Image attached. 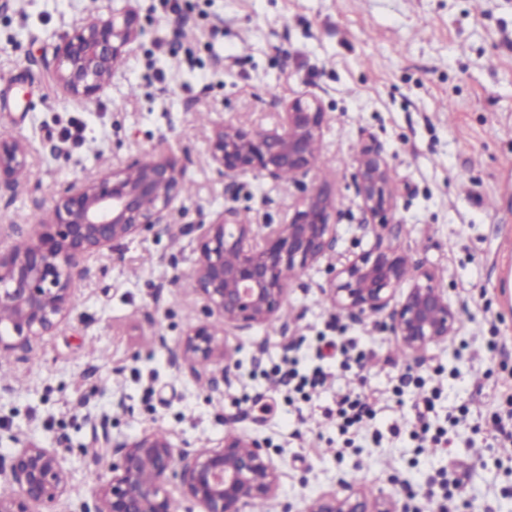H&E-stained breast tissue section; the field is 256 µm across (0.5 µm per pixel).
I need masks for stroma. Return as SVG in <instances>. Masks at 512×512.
Masks as SVG:
<instances>
[{
	"instance_id": "1",
	"label": "stroma",
	"mask_w": 512,
	"mask_h": 512,
	"mask_svg": "<svg viewBox=\"0 0 512 512\" xmlns=\"http://www.w3.org/2000/svg\"><path fill=\"white\" fill-rule=\"evenodd\" d=\"M187 24L161 0H0V131L27 144L22 177L0 187V248L50 221L68 183L150 152L174 155L193 184L172 231L149 232L91 260L69 319L0 379V467L16 440L54 448L71 471L62 512L91 501L106 471L85 455L96 435L120 447L146 431L192 451L226 433L261 442L279 488L260 512H305L324 493L393 494L409 512H512V455L493 444L512 406V0H193ZM134 11L143 31L91 100L49 78L62 39L91 15ZM183 41L195 48L161 52ZM317 97L331 120L322 164L297 181L223 175L208 142L227 123L275 126L288 103ZM81 129V140L63 129ZM371 147L392 169L394 209L372 224L353 183ZM336 199L330 256L292 275L278 320L225 324L227 362L194 377L182 360L203 317L187 283L196 224L233 209L277 224L305 190ZM393 244L434 271L460 319L447 341L405 354L391 311L351 315L323 290L330 264ZM422 386L402 383L403 375ZM451 439L419 447L411 405ZM373 416L353 439L342 397ZM342 405H347V407H342L338 411L339 417L343 420L341 425L343 431L354 425L361 424L365 418H371L373 415L368 397L365 395H357L353 400L346 397Z\"/></svg>"
}]
</instances>
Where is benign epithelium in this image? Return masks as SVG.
<instances>
[{
	"instance_id": "benign-epithelium-1",
	"label": "benign epithelium",
	"mask_w": 512,
	"mask_h": 512,
	"mask_svg": "<svg viewBox=\"0 0 512 512\" xmlns=\"http://www.w3.org/2000/svg\"><path fill=\"white\" fill-rule=\"evenodd\" d=\"M140 23L131 11L95 15L57 49L52 77L72 95L90 98L103 87L114 61L138 38ZM326 113L313 96L288 103L283 123L273 129L226 124L209 140V157L224 175L257 174L280 179L297 176L315 165ZM27 162L25 144L0 136V179H12ZM357 195L364 211L388 225L395 189L387 161L371 148L356 157ZM183 169L172 157L152 156L66 186L53 206V219L12 248L0 250V353L30 348L31 342L55 331L70 315L75 279L85 262L113 243L151 232L164 224L172 202L181 194ZM335 199L323 187L306 193L282 224L254 229L236 222L227 209L199 235L188 287L205 301L207 320L189 328L182 353L192 366L223 362L218 341L223 322L265 324L282 307L285 269L316 262L333 249L330 219ZM410 273L408 257L389 244L347 258L335 270L325 294L342 311L383 309ZM393 330L403 347L420 352L452 336L456 310L432 273L415 275L399 307ZM100 447L111 477L93 493V505L76 512H175L167 485L178 482L201 512H245L254 500L275 496L279 469L259 442L230 433L216 448L192 452L167 438L145 432L122 446L118 458ZM0 476L10 491H0V512H55L70 493L64 459L54 448L22 443ZM307 512H399L389 493L375 497L363 490L344 497L322 494Z\"/></svg>"
}]
</instances>
